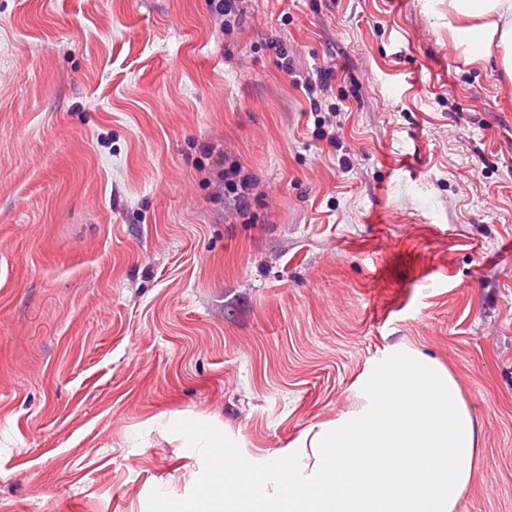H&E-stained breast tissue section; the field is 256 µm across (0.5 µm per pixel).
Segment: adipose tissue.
Returning a JSON list of instances; mask_svg holds the SVG:
<instances>
[{"instance_id":"1","label":"adipose tissue","mask_w":512,"mask_h":512,"mask_svg":"<svg viewBox=\"0 0 512 512\" xmlns=\"http://www.w3.org/2000/svg\"><path fill=\"white\" fill-rule=\"evenodd\" d=\"M472 62L512 79V0H448ZM479 466L475 419L450 371L409 351L359 384L357 404L276 455L224 464L229 494L209 512H456Z\"/></svg>"}]
</instances>
